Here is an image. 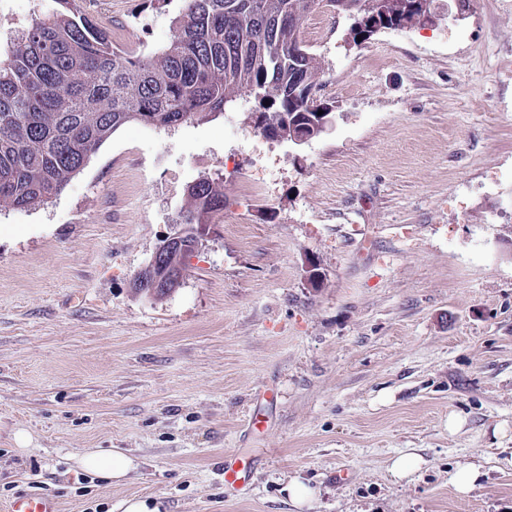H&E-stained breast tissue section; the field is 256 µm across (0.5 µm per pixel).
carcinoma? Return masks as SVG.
I'll return each instance as SVG.
<instances>
[{"label":"carcinoma","instance_id":"1","mask_svg":"<svg viewBox=\"0 0 512 512\" xmlns=\"http://www.w3.org/2000/svg\"><path fill=\"white\" fill-rule=\"evenodd\" d=\"M315 2L185 0L172 42L145 55L115 49L75 0H55L0 59V203L46 204L129 121L171 127L252 97L262 108L256 129L283 132L295 122L320 136L323 106L304 93L322 66L301 36ZM429 2L328 0L353 17L354 42L373 35L366 16L391 27L432 22L438 0ZM188 197L185 223L198 230L224 211V188L212 179L192 184Z\"/></svg>","mask_w":512,"mask_h":512}]
</instances>
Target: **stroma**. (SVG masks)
Instances as JSON below:
<instances>
[{"label": "stroma", "mask_w": 512, "mask_h": 512, "mask_svg": "<svg viewBox=\"0 0 512 512\" xmlns=\"http://www.w3.org/2000/svg\"><path fill=\"white\" fill-rule=\"evenodd\" d=\"M79 4L143 54L184 8ZM53 6L0 0V47ZM350 25L326 0L303 19L335 114L308 143L257 134L252 101L132 121L47 204L0 205V510L33 494L62 512H292L297 477L317 490L306 512H512V0L358 45ZM204 177L224 212L181 286L135 295ZM411 448L423 463L396 478ZM112 449L134 461L121 482L79 468ZM233 455L255 467L229 497ZM463 462L485 473L467 495L448 482Z\"/></svg>", "instance_id": "stroma-1"}]
</instances>
